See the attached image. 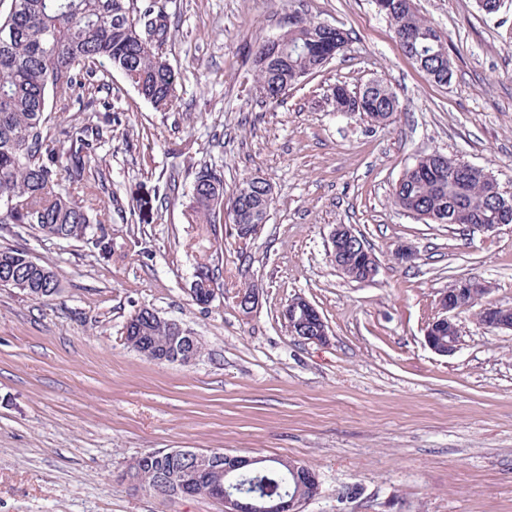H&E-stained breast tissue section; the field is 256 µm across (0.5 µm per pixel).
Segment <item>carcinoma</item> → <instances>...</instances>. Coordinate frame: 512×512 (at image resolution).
<instances>
[{
    "instance_id": "cac0c4a2",
    "label": "carcinoma",
    "mask_w": 512,
    "mask_h": 512,
    "mask_svg": "<svg viewBox=\"0 0 512 512\" xmlns=\"http://www.w3.org/2000/svg\"><path fill=\"white\" fill-rule=\"evenodd\" d=\"M382 13L397 37L414 30L408 53L424 58V71L436 83H445L451 64L444 36L406 7L403 0H387ZM301 30L288 29L283 37L292 47L263 62L265 46L253 53L255 70L263 73L270 91L291 80L297 72L313 74L325 66L329 48L317 31L318 22L300 17ZM170 32L169 15L154 0H11L0 17V223L14 224L44 236L87 240L101 244L103 236H90L94 204L56 189L59 181H79L86 171L90 146L89 127L56 131L47 124L48 92L60 91L66 110L81 102L94 87L98 64H108L123 74L155 109L165 110L176 93L175 71L164 52ZM367 103V119L389 121L399 111L398 97L378 81L364 85L351 96ZM463 163L441 161V155L418 158L392 187L394 205L402 210L433 214L465 230L471 224H491L493 204L484 200L474 184H466ZM193 212L204 232L216 235L222 222L224 178L211 168L200 169L192 188ZM272 198L256 191L238 208L237 223L266 220ZM0 276L7 286L32 299L48 297L45 290L59 287L55 272L19 249L0 247ZM138 342L161 352L171 336L167 319H138ZM122 472L136 479L142 490L171 486L189 478L183 464L170 459L142 463L134 458ZM247 487H268L288 496L310 500L315 491L304 479L275 461L271 470L248 473Z\"/></svg>"
}]
</instances>
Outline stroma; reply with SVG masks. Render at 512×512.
<instances>
[{
	"label": "stroma",
	"instance_id": "stroma-1",
	"mask_svg": "<svg viewBox=\"0 0 512 512\" xmlns=\"http://www.w3.org/2000/svg\"><path fill=\"white\" fill-rule=\"evenodd\" d=\"M171 20L177 98L156 110L102 66L95 98L112 122L77 109L49 123L99 128L89 171L67 183L106 217L101 246L0 224L62 291L36 301L0 286V512H224L206 496L172 501L115 474L151 450L193 448L294 461L320 493L302 512H512V332L458 313L460 346L424 342L438 297L457 279L491 282L512 306V224L462 233L394 206L416 158L441 153L487 168L512 193V0L494 16L475 0H414L445 36L448 85L408 59L373 0H158ZM302 14L344 29V50L276 103L254 96L251 53ZM387 84L401 109L384 124L335 110L336 86ZM226 190L255 175L272 187L253 240L217 230L211 303L192 302L196 173ZM379 261L359 283L331 261L336 225ZM413 261L397 262L399 245ZM261 293L252 313L238 290ZM304 296L330 340L294 338L282 311ZM180 322L202 355L156 363L126 345L140 309Z\"/></svg>",
	"mask_w": 512,
	"mask_h": 512
}]
</instances>
